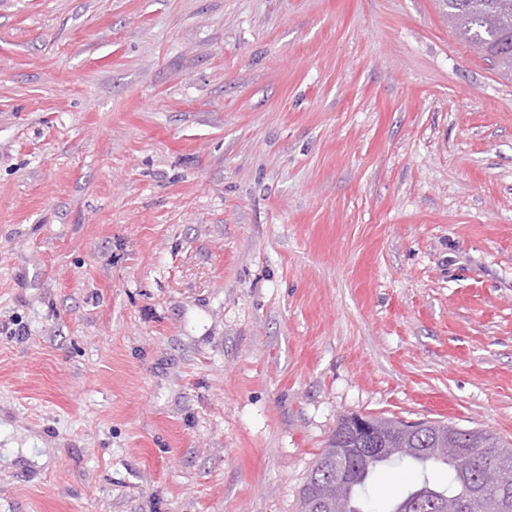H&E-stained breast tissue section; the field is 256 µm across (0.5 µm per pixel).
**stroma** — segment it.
<instances>
[{"label": "stroma", "mask_w": 512, "mask_h": 512, "mask_svg": "<svg viewBox=\"0 0 512 512\" xmlns=\"http://www.w3.org/2000/svg\"><path fill=\"white\" fill-rule=\"evenodd\" d=\"M350 413L512 442V80L436 0H0V512H301Z\"/></svg>", "instance_id": "1"}]
</instances>
